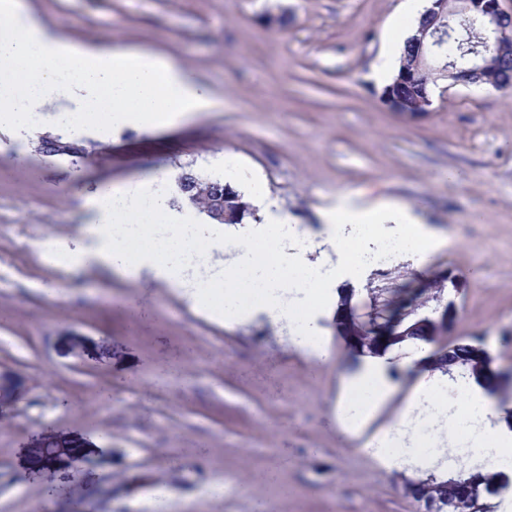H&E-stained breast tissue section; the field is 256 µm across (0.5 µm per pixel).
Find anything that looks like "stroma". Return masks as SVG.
Here are the masks:
<instances>
[{
  "label": "stroma",
  "instance_id": "obj_1",
  "mask_svg": "<svg viewBox=\"0 0 512 512\" xmlns=\"http://www.w3.org/2000/svg\"><path fill=\"white\" fill-rule=\"evenodd\" d=\"M66 39L173 58L221 102L175 127L107 136L93 164L0 133V512H417L400 472L365 441L421 375L423 347L358 434L336 420L342 374L364 356L322 321L329 358L298 349L288 323L227 327L181 291L97 268L78 272L40 241L84 243L88 199L106 184L185 172L255 175L305 236L336 254L318 211L347 193L412 206L447 244L400 256L381 281H340L360 318L396 289L452 273L464 288L450 340L481 337L512 364V87L457 86L409 122L381 99L372 67L409 26L407 0H28ZM288 19L268 26L266 11ZM41 448L65 454L42 462ZM56 494H48V487Z\"/></svg>",
  "mask_w": 512,
  "mask_h": 512
}]
</instances>
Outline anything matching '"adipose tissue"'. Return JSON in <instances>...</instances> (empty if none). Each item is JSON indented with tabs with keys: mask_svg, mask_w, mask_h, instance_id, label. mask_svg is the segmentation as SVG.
I'll list each match as a JSON object with an SVG mask.
<instances>
[{
	"mask_svg": "<svg viewBox=\"0 0 512 512\" xmlns=\"http://www.w3.org/2000/svg\"><path fill=\"white\" fill-rule=\"evenodd\" d=\"M61 95L76 98L81 106L80 112L54 116L55 123L74 137L90 124L107 131L155 132L219 106L206 86L192 81L165 57L63 41L54 30L33 21L23 0H0V131L33 130L36 118ZM256 204L258 221L235 238L226 225L207 217L192 218L167 178L109 185L89 202L91 220L82 229L83 247L73 250L61 240L51 241L50 246L69 268L97 267L176 288L198 311L227 326L262 314L293 319L295 344L326 359L330 352L321 340V320L336 302V281L362 268L354 251L346 247L344 226L367 233L382 224L402 225V235L392 242L394 252L400 254L420 257L443 243L409 206L390 201L362 207L340 194L321 210L336 259L312 263L303 252L280 247L287 214L264 195L257 196ZM190 234L202 239L207 252L227 245L235 251L232 264L216 272L205 289L186 273L183 243ZM404 367L401 360L377 359L344 375L337 401L339 422L365 426L391 396V373ZM450 386L457 398L448 431L463 430L470 420L482 425L480 431L468 433L471 452L465 464L494 469L493 460L484 457L483 451L511 448L512 429L496 422L492 403L473 381L461 379ZM450 386L436 377L421 379L394 420L366 441V452L389 471L408 465L424 472L435 468V457L414 451L398 455L390 446L415 418L439 408Z\"/></svg>",
	"mask_w": 512,
	"mask_h": 512,
	"instance_id": "obj_1",
	"label": "adipose tissue"
}]
</instances>
